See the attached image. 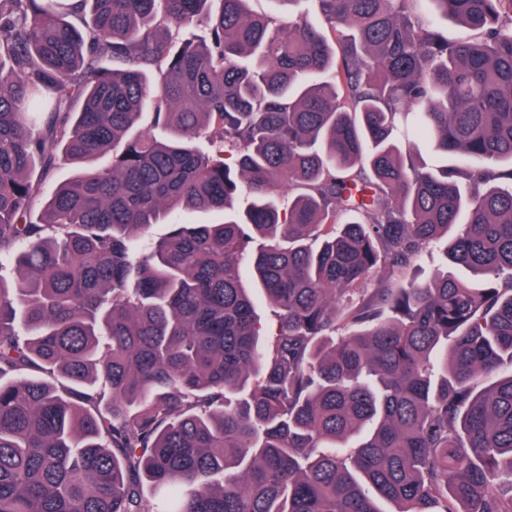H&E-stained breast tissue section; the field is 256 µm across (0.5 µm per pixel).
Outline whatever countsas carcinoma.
I'll use <instances>...</instances> for the list:
<instances>
[{
  "instance_id": "carcinoma-1",
  "label": "carcinoma",
  "mask_w": 512,
  "mask_h": 512,
  "mask_svg": "<svg viewBox=\"0 0 512 512\" xmlns=\"http://www.w3.org/2000/svg\"><path fill=\"white\" fill-rule=\"evenodd\" d=\"M249 2L0 0V512H512V0ZM445 264V258L440 253L433 252L431 254L426 252L415 275L417 281L426 282L431 280L436 273L444 270Z\"/></svg>"
}]
</instances>
